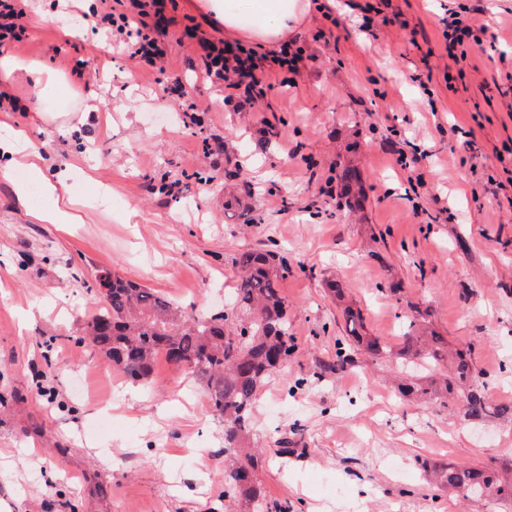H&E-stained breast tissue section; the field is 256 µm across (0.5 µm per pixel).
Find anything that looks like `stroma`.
I'll list each match as a JSON object with an SVG mask.
<instances>
[{"label": "stroma", "instance_id": "stroma-1", "mask_svg": "<svg viewBox=\"0 0 512 512\" xmlns=\"http://www.w3.org/2000/svg\"><path fill=\"white\" fill-rule=\"evenodd\" d=\"M359 2L303 17L293 85L241 107L203 81L195 41L171 40L170 75L195 107L182 114L169 76L92 33L91 0L70 12L33 0L25 40L7 49L65 77L69 96L17 72L5 87L25 109L0 121L26 129L49 169L69 170L84 221L35 222L13 189L29 171L0 178V512H225L224 424L203 384L175 386L162 357L149 384L130 381L81 337L99 271L198 316L223 309L247 248L284 252L291 266L280 289L296 351L260 390L251 436L270 512H505L434 486L421 463H512V417L468 421L402 399L393 356L359 351L316 371L345 334L332 280L368 335L395 349L407 320L427 316L471 348L491 401L512 402V0H392L406 28L373 37ZM464 5L486 31L450 82L439 20ZM427 67L430 102L411 80ZM88 88L101 109L81 124ZM411 144L429 154L416 189L395 155Z\"/></svg>", "mask_w": 512, "mask_h": 512}]
</instances>
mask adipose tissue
<instances>
[{"label":"adipose tissue","instance_id":"obj_1","mask_svg":"<svg viewBox=\"0 0 512 512\" xmlns=\"http://www.w3.org/2000/svg\"><path fill=\"white\" fill-rule=\"evenodd\" d=\"M205 3L207 10L223 22L225 32L265 44L286 40L292 23L316 7L314 0H205ZM29 169L32 177L42 184L47 198L45 205H29L27 186L17 185V197L28 204L29 215L41 223H74L75 214L58 194L67 185L68 173L59 171L50 178L42 165L33 163Z\"/></svg>","mask_w":512,"mask_h":512}]
</instances>
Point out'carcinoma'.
Segmentation results:
<instances>
[{
  "instance_id": "1",
  "label": "carcinoma",
  "mask_w": 512,
  "mask_h": 512,
  "mask_svg": "<svg viewBox=\"0 0 512 512\" xmlns=\"http://www.w3.org/2000/svg\"><path fill=\"white\" fill-rule=\"evenodd\" d=\"M234 264L240 277L228 312L188 316L175 300L113 274L110 291L100 298L86 329L106 367L133 381L151 376L162 354L177 372L204 382L212 412L224 421V452L233 461L224 479V498L238 512H264L262 487L252 473L257 456L249 452L251 422L259 387L295 354L280 290L289 266L274 251L250 249L239 252ZM342 315L347 338L338 339L336 359L320 366V377L351 363L356 347L374 355L386 351L378 338L364 333L361 310L347 305ZM396 355L423 371H440L428 387L399 383L404 397L433 396L448 407L460 400L469 420L512 416V405L492 403L484 383L477 381L470 352H448V341L429 327L409 321ZM422 467L454 492L478 488L485 497L512 505V467L500 471L462 461H426Z\"/></svg>"
}]
</instances>
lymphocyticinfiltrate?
<instances>
[{"label": "lymphocytic infiltrate", "mask_w": 512, "mask_h": 512, "mask_svg": "<svg viewBox=\"0 0 512 512\" xmlns=\"http://www.w3.org/2000/svg\"><path fill=\"white\" fill-rule=\"evenodd\" d=\"M102 20L112 34L131 46L135 58L158 72H165L169 59V34L172 27L182 29L183 36L195 40L202 51L206 78L223 81L228 98L253 100L263 94V82L277 79L287 84L288 74L297 72L304 60L302 49L284 44L280 51L265 58L239 42L212 40L199 26H179L176 17L167 13L172 0H98Z\"/></svg>", "instance_id": "f902f5d3"}]
</instances>
